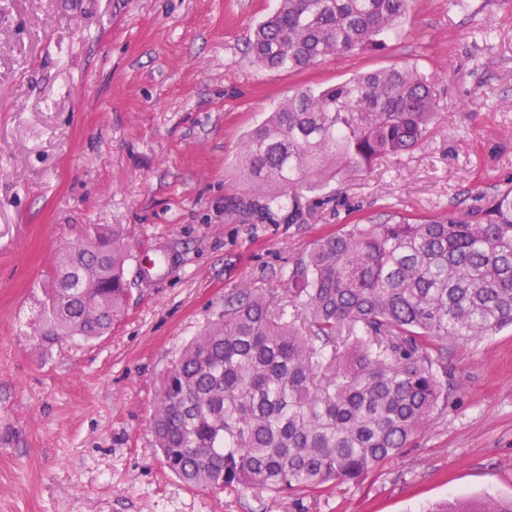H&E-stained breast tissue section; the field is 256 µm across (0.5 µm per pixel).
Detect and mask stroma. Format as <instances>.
I'll list each match as a JSON object with an SVG mask.
<instances>
[{
	"instance_id": "35a3bbf8",
	"label": "stroma",
	"mask_w": 512,
	"mask_h": 512,
	"mask_svg": "<svg viewBox=\"0 0 512 512\" xmlns=\"http://www.w3.org/2000/svg\"><path fill=\"white\" fill-rule=\"evenodd\" d=\"M277 0H0V512H426L512 497V329L449 347L453 392L363 481L292 499L169 474L151 426L175 353L225 297L280 273L336 225L246 224L247 135L301 85L407 66L442 111L395 164L332 181L351 205L435 214L512 176V0H413L382 50L301 71L254 66ZM91 224L123 227L132 294L110 333L43 347L42 286ZM166 263L141 280L133 255Z\"/></svg>"
}]
</instances>
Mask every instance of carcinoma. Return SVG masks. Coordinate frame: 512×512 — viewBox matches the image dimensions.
I'll list each match as a JSON object with an SVG mask.
<instances>
[{
  "mask_svg": "<svg viewBox=\"0 0 512 512\" xmlns=\"http://www.w3.org/2000/svg\"><path fill=\"white\" fill-rule=\"evenodd\" d=\"M411 0H278L250 60L295 71L385 44ZM439 115L437 80L410 67L301 86L238 157L256 190L228 210L250 224H303L304 193L419 145ZM122 234L91 225L47 277L41 345L112 330L129 284ZM262 292L224 299L162 379L153 432L166 467L199 488L316 492L364 479L448 404V345L512 327V178L433 216L387 208L319 237ZM451 512H512L488 496Z\"/></svg>",
  "mask_w": 512,
  "mask_h": 512,
  "instance_id": "carcinoma-1",
  "label": "carcinoma"
}]
</instances>
